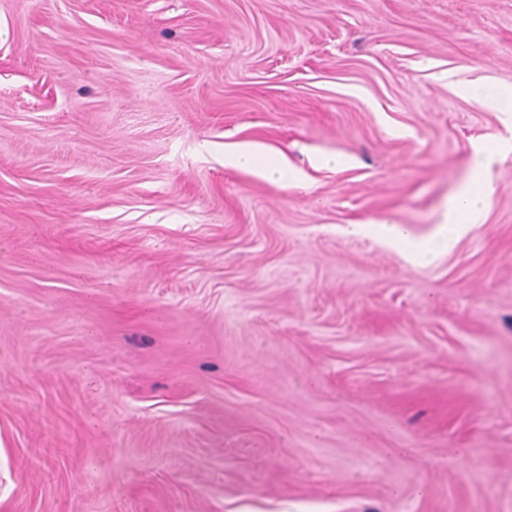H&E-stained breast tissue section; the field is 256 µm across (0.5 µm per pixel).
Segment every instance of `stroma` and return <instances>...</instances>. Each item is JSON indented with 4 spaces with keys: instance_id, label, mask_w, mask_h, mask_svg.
Here are the masks:
<instances>
[{
    "instance_id": "stroma-1",
    "label": "stroma",
    "mask_w": 512,
    "mask_h": 512,
    "mask_svg": "<svg viewBox=\"0 0 512 512\" xmlns=\"http://www.w3.org/2000/svg\"><path fill=\"white\" fill-rule=\"evenodd\" d=\"M448 70L512 0H0V512H512V153L350 231L501 133ZM483 103H493L498 112H502L504 135L493 143H478L473 148L469 181L466 187L457 193L445 206L440 224L446 231L440 237L427 241H417L399 224L390 220H379L370 224H354L351 231L364 234L369 231L379 235L385 243L406 253L409 260L420 262L431 259L439 251L449 250L454 243V233L466 224L474 223V217L486 205L490 190V166L493 160L512 144V89L488 88L481 92ZM227 162L233 167L255 170L278 184H285L283 171L286 165L284 163L276 165L261 149L255 146L241 147L228 157Z\"/></svg>"
}]
</instances>
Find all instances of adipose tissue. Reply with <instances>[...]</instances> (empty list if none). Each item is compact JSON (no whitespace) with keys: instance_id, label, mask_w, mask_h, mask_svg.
Segmentation results:
<instances>
[{"instance_id":"ef3b65f1","label":"adipose tissue","mask_w":512,"mask_h":512,"mask_svg":"<svg viewBox=\"0 0 512 512\" xmlns=\"http://www.w3.org/2000/svg\"><path fill=\"white\" fill-rule=\"evenodd\" d=\"M481 99L483 102L495 104L498 111L502 112L505 133L494 142H483L474 146L469 181L444 208L441 218L445 228L444 234L431 240L418 241L412 238L402 225L389 220L353 225L354 233L375 232L388 246L404 251L408 259L414 262L431 259L437 252L452 247L455 231L469 224L486 205L491 190L489 175L492 161L504 149L512 147V89L505 91L488 88L482 91Z\"/></svg>"}]
</instances>
